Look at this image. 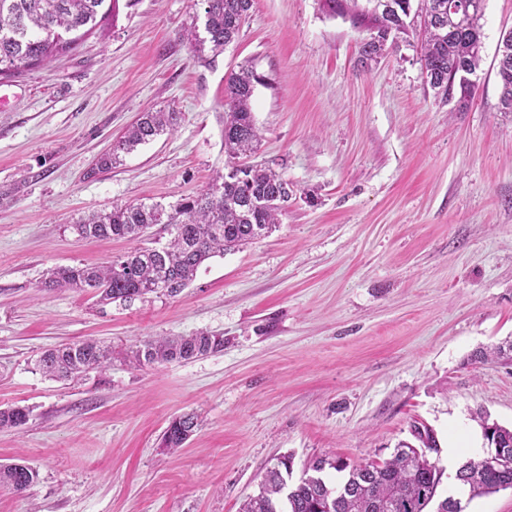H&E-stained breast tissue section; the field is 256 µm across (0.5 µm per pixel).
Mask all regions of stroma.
<instances>
[{"mask_svg":"<svg viewBox=\"0 0 512 512\" xmlns=\"http://www.w3.org/2000/svg\"><path fill=\"white\" fill-rule=\"evenodd\" d=\"M201 0H118L105 36L0 80V464L36 467L0 512H239L276 459L384 460L433 429L441 448L486 451L475 418L512 426V114L499 110L497 46L512 0H486L476 94L452 111L428 85L419 21L364 59L366 24L322 0H253L238 39L194 56ZM252 66L263 138L252 163L288 180L279 227L211 258L178 296L99 305L43 288L50 268L131 248L71 224L129 202L165 205L223 169L224 86ZM178 128L93 174L146 109ZM205 331L222 351L136 369L141 340ZM95 338L111 367L44 376L45 349ZM200 425L171 452L170 421Z\"/></svg>","mask_w":512,"mask_h":512,"instance_id":"1","label":"stroma"}]
</instances>
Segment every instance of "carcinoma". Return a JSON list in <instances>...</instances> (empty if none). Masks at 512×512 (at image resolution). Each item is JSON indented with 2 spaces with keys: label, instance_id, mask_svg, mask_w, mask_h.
Returning <instances> with one entry per match:
<instances>
[{
  "label": "carcinoma",
  "instance_id": "carcinoma-1",
  "mask_svg": "<svg viewBox=\"0 0 512 512\" xmlns=\"http://www.w3.org/2000/svg\"><path fill=\"white\" fill-rule=\"evenodd\" d=\"M117 0H0V80L39 67L70 53L91 34L104 31ZM206 37L191 38L195 56L205 49L224 51L238 37L248 17L252 0H202ZM378 38L363 46L365 59L386 51L385 36L407 30L415 12L430 18L422 46L424 72L430 87L444 101L456 98V110L474 98L475 85L466 76L482 61L481 19L485 0H367ZM500 109L512 113V65L498 70ZM257 77L243 66L231 75L224 99V154L229 160L250 156L260 140L251 111ZM180 113L146 111L102 155L92 173L109 172L122 156L178 125ZM288 181L270 168L246 166L218 172L199 193L174 205L136 203L114 206L80 218L70 229L81 239L123 238L142 241L161 225L170 239L161 246L138 247L92 265L59 266L48 270L47 288H92L98 301L130 304L153 295L177 296L196 277L206 261L235 251L278 226V216L288 202ZM224 348V337L207 332L187 336L143 340L126 352L137 367L187 362ZM112 364V349L94 340H81L45 350L37 360L44 374L72 380L91 370ZM29 417L24 407L0 410V430L19 429ZM483 436L512 450V429L478 416ZM198 427L192 413L175 417L163 434L164 447H182ZM412 442H401L390 458L351 465L341 459L317 458L296 484L288 483L292 457L278 459L266 470L258 495L246 500L239 512H461V502L452 497L435 501L444 470L439 466L440 448L430 430L414 427ZM348 471L340 484L323 478L326 468ZM482 496L512 488V466L486 470L469 459L455 474ZM39 480L36 468L26 464L0 465V486L24 491Z\"/></svg>",
  "mask_w": 512,
  "mask_h": 512
}]
</instances>
